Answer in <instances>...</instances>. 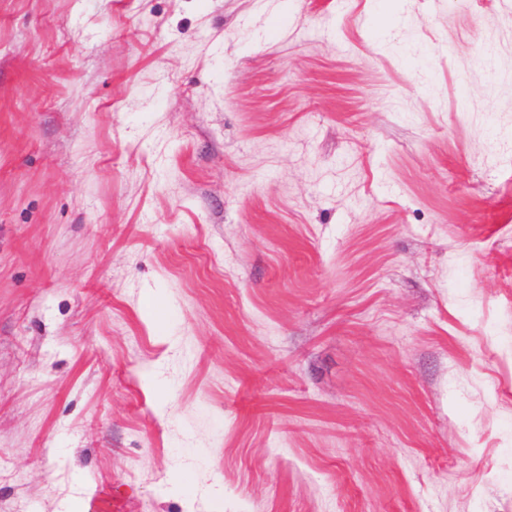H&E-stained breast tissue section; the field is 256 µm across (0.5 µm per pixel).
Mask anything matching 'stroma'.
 Listing matches in <instances>:
<instances>
[{
  "label": "stroma",
  "mask_w": 512,
  "mask_h": 512,
  "mask_svg": "<svg viewBox=\"0 0 512 512\" xmlns=\"http://www.w3.org/2000/svg\"><path fill=\"white\" fill-rule=\"evenodd\" d=\"M512 512V0H0V512Z\"/></svg>",
  "instance_id": "1"
}]
</instances>
